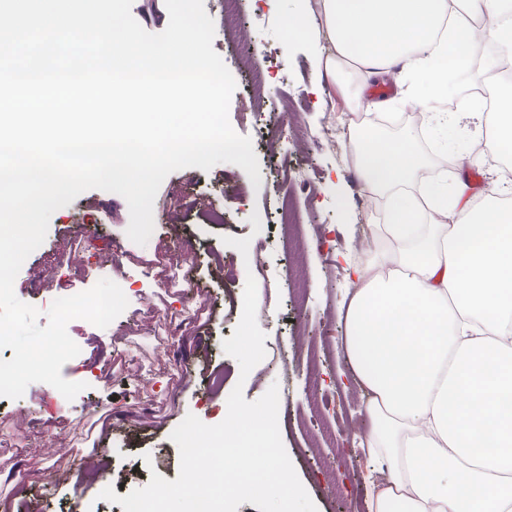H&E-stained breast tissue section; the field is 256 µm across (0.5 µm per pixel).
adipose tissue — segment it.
Masks as SVG:
<instances>
[{"instance_id": "obj_1", "label": "adipose tissue", "mask_w": 512, "mask_h": 512, "mask_svg": "<svg viewBox=\"0 0 512 512\" xmlns=\"http://www.w3.org/2000/svg\"><path fill=\"white\" fill-rule=\"evenodd\" d=\"M333 51L370 76L402 62L404 105L447 126L432 86L480 45L512 59V0H323ZM364 189L384 201L376 250L355 266L345 320L352 370L370 391L365 442L384 482L367 512H512V206L494 187L417 182L409 137L357 132Z\"/></svg>"}]
</instances>
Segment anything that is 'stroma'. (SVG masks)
Instances as JSON below:
<instances>
[{
	"mask_svg": "<svg viewBox=\"0 0 512 512\" xmlns=\"http://www.w3.org/2000/svg\"><path fill=\"white\" fill-rule=\"evenodd\" d=\"M204 7L215 26L213 48L238 90H245L246 73L224 29V0H204ZM295 16L321 28L323 0H240V36L262 52L267 92L253 112L232 96L229 120L253 143L260 186L230 163L172 172L156 195L154 230L143 246L126 234V200L90 189L52 214L44 242L24 261L14 291L40 311L39 326H46L56 298L88 290L101 277L124 288L128 306L104 329L81 319L69 323L80 353L61 375L86 385L74 400L45 383L29 385L19 399L0 400L1 413H22L52 440L46 448L31 439L22 456L0 458V502H11L12 512H124L100 499V492L111 485L116 495H127L121 477L131 469L144 485L155 473L175 480L180 453L172 431L190 414L208 425L220 423L238 384L249 401L278 385L282 442L317 512H366L370 483L382 474L362 447L372 428L368 395L344 348L341 308L353 290L348 266L367 262L381 206L351 166L355 115L320 65L332 44L324 33L286 42ZM398 77L394 71L368 78L355 68L346 82L350 95L370 101L385 89L401 117L385 127V135L413 129L427 171H446L452 182L466 178L475 191L485 192L512 168V154L503 153L479 168L465 165L479 131L470 118H460L445 135L414 130L407 109L395 103ZM498 89L475 60L461 68L444 100L454 107L470 94L494 99ZM284 119L288 129L269 138V129ZM286 199L296 216L291 229L279 219ZM255 213L262 222L258 232L250 221ZM227 236L249 238L248 254L225 245ZM116 251L122 257L115 267ZM84 261L97 266V276L70 275L68 263ZM176 265L189 270L205 297L161 291L160 277ZM250 275L258 287L257 323L266 335V356L244 378L223 341L240 320ZM201 303L205 312L172 340L164 326L147 318L153 307L180 313ZM131 356L145 366L140 378L125 370ZM101 372L110 373L108 382L98 381ZM322 422L335 429V440L316 441Z\"/></svg>",
	"mask_w": 512,
	"mask_h": 512,
	"instance_id": "obj_1",
	"label": "stroma"
}]
</instances>
